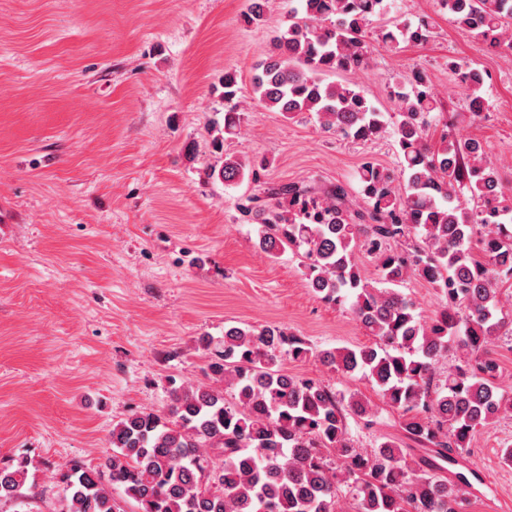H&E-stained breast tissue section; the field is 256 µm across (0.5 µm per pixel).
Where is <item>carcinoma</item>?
Here are the masks:
<instances>
[{
    "label": "carcinoma",
    "mask_w": 512,
    "mask_h": 512,
    "mask_svg": "<svg viewBox=\"0 0 512 512\" xmlns=\"http://www.w3.org/2000/svg\"><path fill=\"white\" fill-rule=\"evenodd\" d=\"M293 2L288 26L273 37L254 78L259 100L288 116L312 112L322 131L357 141L390 126L401 170L362 163L361 205L343 184L263 182L255 166L224 152V139L241 130L233 105L213 138L220 160L209 176L227 186L258 184L240 213L257 225L260 248L273 259L287 250L298 255L314 294L327 304L349 303L374 342L317 351L277 325L229 326L217 344L201 337L209 382L174 384L168 409L134 411L113 424L104 468L73 464L61 474V512H120L117 492L137 502L139 512H342L344 492L355 512H459L471 481L452 468L481 428L512 413V396L498 386L499 368L488 354L505 322L499 284L512 280V205L498 168L477 140L443 133L430 143L432 123L444 116L424 74L390 87L392 116L353 84L328 80L368 66L367 28L383 0ZM439 3L471 38L512 53V0ZM429 33L423 17L384 29L381 41L396 48L424 42ZM484 82L481 70L463 68L474 116L485 109ZM222 84L230 103L239 92L236 73H224ZM461 186L473 204L460 198ZM411 234L419 242L403 244ZM358 248L376 261L377 278L363 274ZM411 276L444 294L439 311L422 315L396 289ZM455 345L470 357L440 369ZM284 353L360 374L402 412L403 434L419 447L391 437L369 451L355 447L347 416H371L370 404L288 375ZM26 479L23 462L0 467V503L25 505Z\"/></svg>",
    "instance_id": "1"
}]
</instances>
